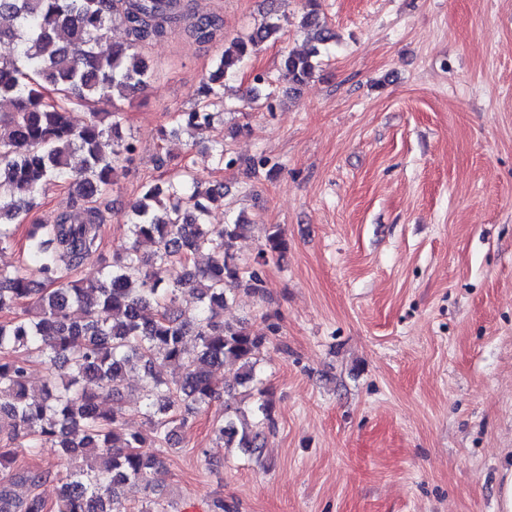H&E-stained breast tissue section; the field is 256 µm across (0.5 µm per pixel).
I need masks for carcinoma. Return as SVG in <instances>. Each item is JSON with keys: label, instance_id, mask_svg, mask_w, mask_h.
Returning <instances> with one entry per match:
<instances>
[{"label": "carcinoma", "instance_id": "carcinoma-1", "mask_svg": "<svg viewBox=\"0 0 512 512\" xmlns=\"http://www.w3.org/2000/svg\"><path fill=\"white\" fill-rule=\"evenodd\" d=\"M306 7L301 27L314 31L316 45L283 57L282 77L292 86L312 78L321 47L336 40L319 0ZM0 18L10 22L0 28V99L8 102L0 109V250L11 244L10 226L48 184H69L84 210L80 219L61 213L34 225L24 265L0 267V313L22 308L0 321V512H132L121 496L130 482L144 490L137 512H166L153 475L161 453L176 447L177 431L220 398L215 369L237 364L248 400L236 418L216 423L224 446L259 457L263 429L275 426L273 400L256 373V354L270 337L224 322V306L236 293L258 294L263 280L231 252L247 225L239 218L220 229L209 223L224 185L202 191L185 175L148 187L130 204L128 244L112 260L103 258V214L95 203L137 147L123 135L118 113L97 110L79 119L72 109L139 92L151 78L141 54L146 45L178 28L210 43L222 19L196 15L191 0H0ZM115 25L126 40L100 51ZM280 30L269 16L225 44L197 101L174 113L176 126L203 134L215 118L210 99L224 96L226 81ZM76 153L78 168L71 164ZM146 243L156 247L150 255L140 252ZM287 251L280 227L270 226L261 259ZM203 254L206 261L197 263ZM92 257L101 261L100 277L74 279L72 272ZM173 260L185 263L186 272L171 285L163 268ZM183 289L197 295L192 311L177 305ZM34 361L47 370L37 392L29 384ZM58 365L68 369L61 382L53 374ZM160 366L170 373H158ZM133 371L140 372L146 433L127 430L121 411L106 404ZM18 445L34 454L52 445L68 466L27 471V493L19 497L12 491ZM49 482L58 484L51 507L40 493Z\"/></svg>", "mask_w": 512, "mask_h": 512}]
</instances>
